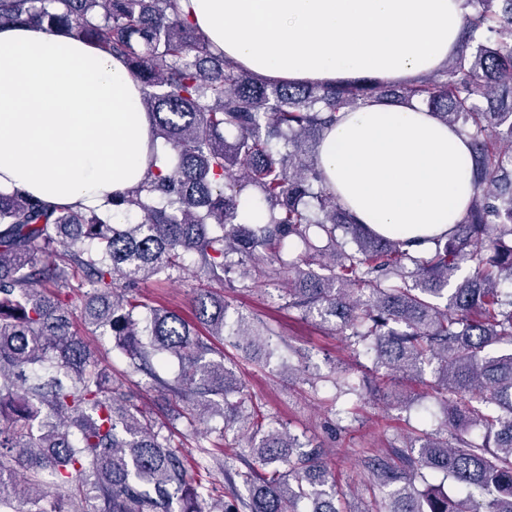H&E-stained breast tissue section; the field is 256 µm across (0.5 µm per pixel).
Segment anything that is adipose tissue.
Wrapping results in <instances>:
<instances>
[{"label": "adipose tissue", "mask_w": 512, "mask_h": 512, "mask_svg": "<svg viewBox=\"0 0 512 512\" xmlns=\"http://www.w3.org/2000/svg\"><path fill=\"white\" fill-rule=\"evenodd\" d=\"M193 23L260 79L406 82L457 51L461 0H190ZM119 57L36 25L0 28V189L100 208L140 185L152 119ZM469 139L418 103L343 113L319 146L338 203L377 234L429 243L470 194Z\"/></svg>", "instance_id": "obj_1"}]
</instances>
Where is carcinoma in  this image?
Segmentation results:
<instances>
[{
    "instance_id": "obj_1",
    "label": "carcinoma",
    "mask_w": 512,
    "mask_h": 512,
    "mask_svg": "<svg viewBox=\"0 0 512 512\" xmlns=\"http://www.w3.org/2000/svg\"><path fill=\"white\" fill-rule=\"evenodd\" d=\"M459 49L412 84L266 82L214 54L181 0H0V27L34 23L124 58L153 119L142 184L104 210L53 206L0 190V512H343L327 466L287 427L257 419L222 339L255 362L280 350L252 314L229 315L214 285L282 281L279 299L346 336L375 371L421 377L451 434L427 433L369 465L387 489L379 512H512V0H464ZM419 101L471 141L474 191L445 240L418 251L355 222L317 161L342 109ZM235 133L231 142L224 132ZM170 150L160 160L156 146ZM258 191L266 221L239 222ZM468 274L448 289L463 266ZM192 271V318L138 288ZM102 329L171 397V420L246 440L235 472L247 498L226 502L188 475L183 455L131 393L114 385L73 330ZM175 358L164 378L156 361ZM483 430L475 442L465 438ZM441 486L417 487L425 473ZM59 493L48 496L43 474Z\"/></svg>"
}]
</instances>
